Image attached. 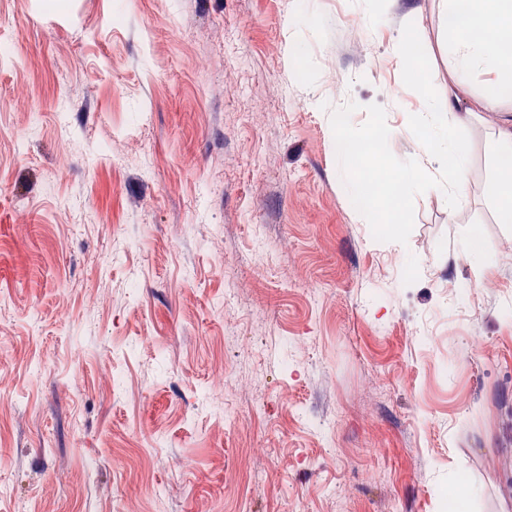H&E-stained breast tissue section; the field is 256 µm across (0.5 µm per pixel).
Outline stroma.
<instances>
[{"mask_svg": "<svg viewBox=\"0 0 512 512\" xmlns=\"http://www.w3.org/2000/svg\"><path fill=\"white\" fill-rule=\"evenodd\" d=\"M448 17L0 0V512H443L463 479L512 512V98L476 110L472 71L449 208L415 120ZM370 137L419 168L394 233L342 149ZM496 150L498 156L499 171L502 176L503 184L508 186L510 195V209L507 212L511 213V198H512V129L499 130L496 138Z\"/></svg>", "mask_w": 512, "mask_h": 512, "instance_id": "obj_1", "label": "stroma"}]
</instances>
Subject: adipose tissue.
<instances>
[{
	"label": "adipose tissue",
	"instance_id": "1",
	"mask_svg": "<svg viewBox=\"0 0 512 512\" xmlns=\"http://www.w3.org/2000/svg\"><path fill=\"white\" fill-rule=\"evenodd\" d=\"M460 12L456 14L454 35L448 43V53L453 63L448 69L453 90L448 95L447 109L460 111L468 94V77L471 66H481L492 79H500L504 66L511 63L491 39L476 38L472 29L482 28L495 33L512 27V6L490 9L485 0H459ZM418 124L425 150L438 151L464 162L468 149L465 141L444 125L435 110L419 113Z\"/></svg>",
	"mask_w": 512,
	"mask_h": 512
}]
</instances>
